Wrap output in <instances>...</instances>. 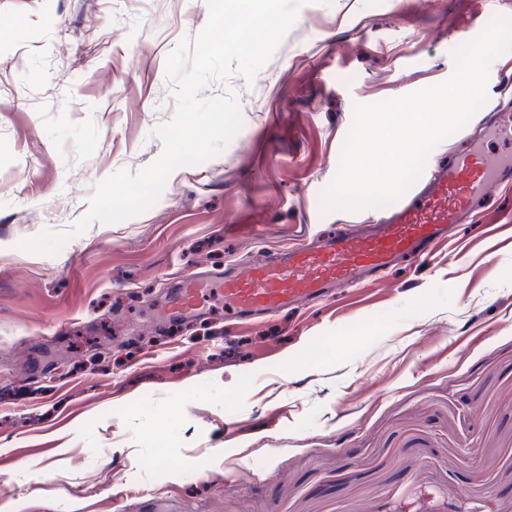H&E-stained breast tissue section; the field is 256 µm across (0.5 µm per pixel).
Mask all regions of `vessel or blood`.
Segmentation results:
<instances>
[{"mask_svg":"<svg viewBox=\"0 0 512 512\" xmlns=\"http://www.w3.org/2000/svg\"><path fill=\"white\" fill-rule=\"evenodd\" d=\"M492 132L505 150L493 152L482 138L467 140L447 163L425 169L366 232L327 235L317 246L291 249L219 279L184 274L175 290L173 316L195 314L214 293L231 313L272 315L325 295L334 283L354 284L400 257L426 254L453 236L491 188L512 179V124L495 125Z\"/></svg>","mask_w":512,"mask_h":512,"instance_id":"1","label":"vessel or blood"}]
</instances>
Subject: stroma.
<instances>
[{
  "instance_id": "1",
  "label": "stroma",
  "mask_w": 512,
  "mask_h": 512,
  "mask_svg": "<svg viewBox=\"0 0 512 512\" xmlns=\"http://www.w3.org/2000/svg\"><path fill=\"white\" fill-rule=\"evenodd\" d=\"M491 13L512 0H312L232 77L224 151L80 231L162 153L205 0H0V512H512V189L334 298L161 322L187 271L367 223L319 203L355 104L446 80Z\"/></svg>"
}]
</instances>
